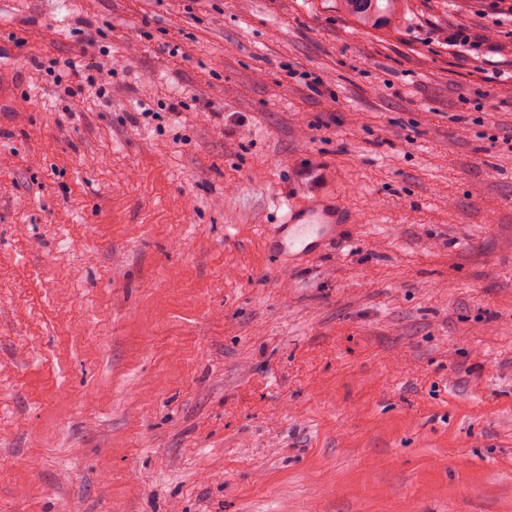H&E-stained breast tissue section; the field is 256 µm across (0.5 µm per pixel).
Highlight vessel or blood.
<instances>
[{
	"label": "vessel or blood",
	"instance_id": "obj_1",
	"mask_svg": "<svg viewBox=\"0 0 512 512\" xmlns=\"http://www.w3.org/2000/svg\"><path fill=\"white\" fill-rule=\"evenodd\" d=\"M336 232V215L320 209L310 215H302L295 205H288L281 224L271 232L269 247L276 254L294 251L310 253Z\"/></svg>",
	"mask_w": 512,
	"mask_h": 512
}]
</instances>
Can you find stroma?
Masks as SVG:
<instances>
[{"mask_svg": "<svg viewBox=\"0 0 512 512\" xmlns=\"http://www.w3.org/2000/svg\"><path fill=\"white\" fill-rule=\"evenodd\" d=\"M407 7L0 0V512H512V12ZM339 10L362 29H377L399 25L405 14L407 0H385L381 9L379 0H336ZM305 221V222H303ZM336 213L322 207L310 215L300 214L293 204H287L282 224L269 234L270 251L276 254L310 253L336 234Z\"/></svg>", "mask_w": 512, "mask_h": 512, "instance_id": "1", "label": "stroma"}]
</instances>
